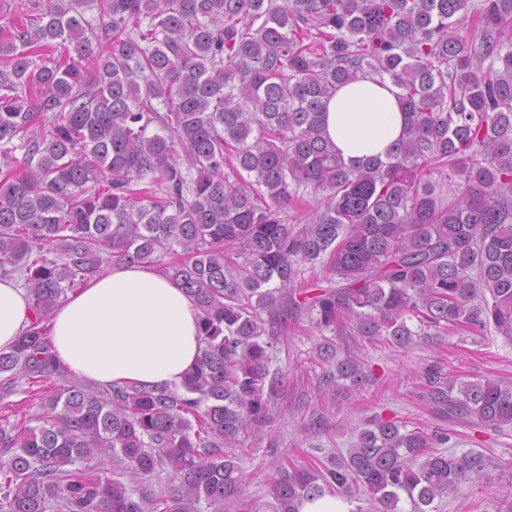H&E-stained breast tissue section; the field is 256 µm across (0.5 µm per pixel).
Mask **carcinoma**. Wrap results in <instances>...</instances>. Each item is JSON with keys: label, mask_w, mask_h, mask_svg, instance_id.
Instances as JSON below:
<instances>
[{"label": "carcinoma", "mask_w": 512, "mask_h": 512, "mask_svg": "<svg viewBox=\"0 0 512 512\" xmlns=\"http://www.w3.org/2000/svg\"><path fill=\"white\" fill-rule=\"evenodd\" d=\"M0 56V275L35 313L0 352V401L62 379L38 425L0 417V512H224L243 491L229 449L279 384L262 336L296 295L322 328L401 347L431 328L512 341V0H26ZM365 75L399 89L408 131L348 164L322 116ZM115 258L198 308L181 386L92 388L53 352L51 313ZM426 382L442 426L370 421L330 464L279 472L272 512L335 489L429 512L486 478L483 455L441 447L456 424L511 425L512 385Z\"/></svg>", "instance_id": "obj_1"}]
</instances>
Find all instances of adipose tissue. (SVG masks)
I'll return each mask as SVG.
<instances>
[{
    "instance_id": "ef3b65f1",
    "label": "adipose tissue",
    "mask_w": 512,
    "mask_h": 512,
    "mask_svg": "<svg viewBox=\"0 0 512 512\" xmlns=\"http://www.w3.org/2000/svg\"><path fill=\"white\" fill-rule=\"evenodd\" d=\"M392 81L370 77L342 87L326 107L325 129L344 161L385 156L405 115ZM199 312L184 290L151 267L124 261L60 305L49 323L53 351L72 372L101 384L181 385L199 354ZM33 319L26 289L0 278V350Z\"/></svg>"
}]
</instances>
